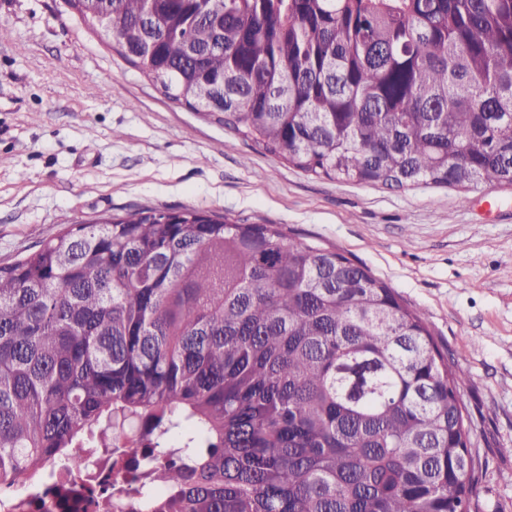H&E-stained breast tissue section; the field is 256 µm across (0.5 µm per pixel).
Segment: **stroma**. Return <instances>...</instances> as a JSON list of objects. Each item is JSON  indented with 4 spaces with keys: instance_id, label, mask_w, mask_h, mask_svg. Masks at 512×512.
<instances>
[{
    "instance_id": "1",
    "label": "stroma",
    "mask_w": 512,
    "mask_h": 512,
    "mask_svg": "<svg viewBox=\"0 0 512 512\" xmlns=\"http://www.w3.org/2000/svg\"><path fill=\"white\" fill-rule=\"evenodd\" d=\"M0 263L78 220L196 208L366 266L450 364L479 459L470 512H512V186L466 191L306 174L167 99L64 0H0Z\"/></svg>"
}]
</instances>
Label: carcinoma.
<instances>
[{
	"mask_svg": "<svg viewBox=\"0 0 512 512\" xmlns=\"http://www.w3.org/2000/svg\"><path fill=\"white\" fill-rule=\"evenodd\" d=\"M171 100L343 183L512 185V0H65ZM467 374L343 253L142 209L0 265V488L101 512H459ZM87 464L84 468L73 473L72 479L77 484L97 485L111 487L112 482L123 474L124 462L116 463L113 458L84 453Z\"/></svg>",
	"mask_w": 512,
	"mask_h": 512,
	"instance_id": "1",
	"label": "carcinoma"
}]
</instances>
